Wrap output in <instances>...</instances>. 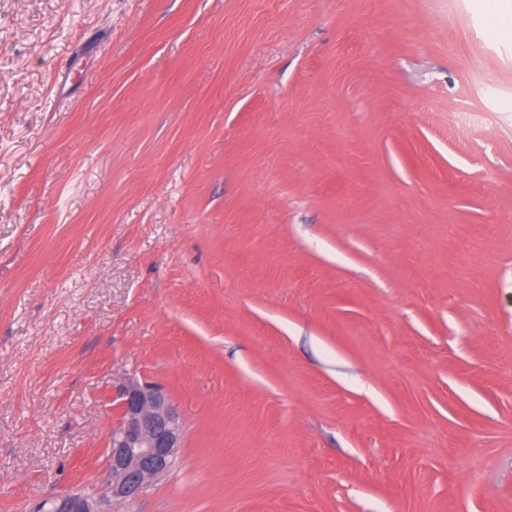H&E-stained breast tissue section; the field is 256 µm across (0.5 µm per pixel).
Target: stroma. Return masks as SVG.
Segmentation results:
<instances>
[{"instance_id":"obj_1","label":"stroma","mask_w":512,"mask_h":512,"mask_svg":"<svg viewBox=\"0 0 512 512\" xmlns=\"http://www.w3.org/2000/svg\"><path fill=\"white\" fill-rule=\"evenodd\" d=\"M489 0H0V512H512V34ZM480 113L468 127L452 114ZM118 418L108 441L106 472L97 490L43 500L46 512H108L134 502L174 467L182 447L181 416L159 386L127 379L113 398Z\"/></svg>"}]
</instances>
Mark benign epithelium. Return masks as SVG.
I'll return each mask as SVG.
<instances>
[{
    "mask_svg": "<svg viewBox=\"0 0 512 512\" xmlns=\"http://www.w3.org/2000/svg\"><path fill=\"white\" fill-rule=\"evenodd\" d=\"M118 418L108 441L106 472L97 490L43 500L44 512H109L134 502L174 467L182 447L181 416L159 386L127 379L113 398Z\"/></svg>",
    "mask_w": 512,
    "mask_h": 512,
    "instance_id": "1",
    "label": "benign epithelium"
}]
</instances>
